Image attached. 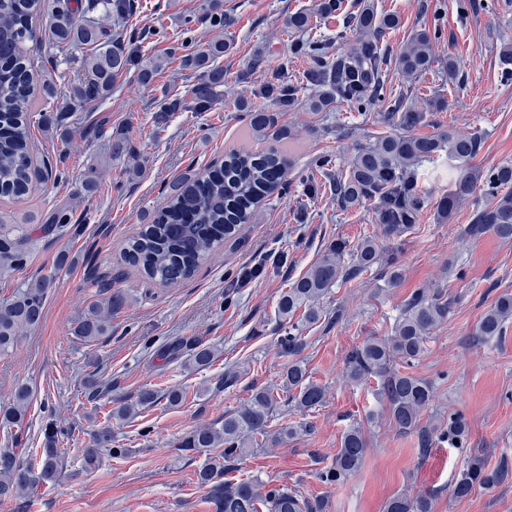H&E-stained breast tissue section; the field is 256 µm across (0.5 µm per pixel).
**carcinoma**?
<instances>
[{"label":"carcinoma","instance_id":"1","mask_svg":"<svg viewBox=\"0 0 512 512\" xmlns=\"http://www.w3.org/2000/svg\"><path fill=\"white\" fill-rule=\"evenodd\" d=\"M46 0H0V197L21 198L29 195L52 175L50 162L38 167L30 155L32 147L31 107L34 95L53 99L57 85L46 79L35 88L34 59L26 42L32 38V19L42 12ZM131 12L129 0H57L51 13L50 30L55 46L65 51L72 46L87 48L82 62V77L72 86L69 101L59 114L41 115V125L58 127L64 114L85 108L94 111L112 94V87L127 73L133 59L120 36L111 33L94 15L122 17ZM206 16L210 28L224 29L229 20L224 15L223 0H209ZM397 24L393 15L378 12L376 0H360L357 13L347 21L340 37L352 36L351 54L336 61L333 69L314 68L317 93L308 99L314 113L334 107L340 100L374 105L381 101L385 77L392 69L406 80H416L440 62L434 50L435 36L425 28L415 30L393 54L382 50L386 31ZM288 29L304 35L296 44L298 54H315L321 40L312 37L317 23L305 11L285 19ZM231 49V42L218 37L204 43L170 48L168 54L148 59L140 69L138 83L152 84L171 61L179 68L205 70L207 79L192 89L195 109L212 107L218 88L224 86V68L219 59ZM386 132L368 134L358 145L343 169L333 170L331 159L323 158L321 168L331 194L343 209L370 201L375 204V223L380 235L365 236L350 244L338 239L327 245L316 260L279 296L276 312L281 334L277 345L288 357L280 374L281 387L288 392L284 403L300 411H311L324 404L326 389L310 379L299 358L306 343L304 330L330 319L324 300L331 288L355 280L377 267L383 287H399L403 273L394 256L383 257L378 237L399 238L411 232L419 216L429 205L422 184L430 171L428 165L442 161L448 166L450 187L436 203L437 220L446 223L461 205L481 191L489 203L471 213L464 234L479 238L492 233L503 241H512V165L483 171L471 162L482 151L485 141L478 133L456 135L449 130L421 134L426 113L413 108L399 96L384 112ZM251 138L259 143L291 140L292 130L279 123L278 116L254 110L250 118ZM112 157L133 156L129 139L112 137ZM293 165L289 154L276 146L251 151L229 150L224 160L204 171L180 175L169 187L166 204L147 213L140 231L124 248L126 263L162 288L176 286L192 278L197 270L224 242L237 238L241 229L252 222L259 203L281 192L285 176ZM44 232L76 226L73 210L55 209L44 221ZM30 238L28 223L0 215V269H16L26 263L23 245ZM51 277L24 283L12 294L0 299V354L12 351L24 332L38 327L44 317L46 294ZM95 294L79 316L73 334L87 344L105 336L112 327V315L121 312L126 298L112 289V280H94ZM448 316V301L438 290L418 288L408 298L396 319L391 334L371 337L353 348L345 361L348 381L364 384L378 381V394L387 403L388 415L403 434L417 437L418 452L427 453L437 439L462 447L468 425L460 415L448 417V423L428 426L421 423L423 413L435 397L433 385L417 376L393 368L400 360L411 364L427 349L433 332ZM512 320V295L504 294L492 302L480 319L476 335L485 341L503 336ZM211 346L193 344L187 352L186 365L193 371L208 369L214 359ZM168 405H180L185 395L172 389L161 395L151 386H143L134 401L116 409L123 418H132L151 408L160 398ZM32 400V390L18 384L11 402L0 408V427L22 426ZM278 398L271 388H255L238 409L213 422L200 424L182 436L179 448L190 459H202L194 471L195 482L206 493L213 512H323L320 500H309L286 486L264 488L252 480L234 481L226 474L253 453L255 448L276 444L295 433L283 426L270 431ZM71 433L49 424L43 448L35 458L24 460L13 448H0V500L27 494L34 487L56 479L65 469V449L59 447ZM368 447L359 427L347 430L331 465L321 469L318 478L330 485H341L359 470ZM126 448L112 447V430L100 429L93 442L79 449L85 469L96 468L104 458L123 456ZM509 476L508 464L490 468L475 459L457 478L452 493L468 496L475 488L489 489ZM386 512H432L431 497L426 494L401 493L393 497Z\"/></svg>","mask_w":512,"mask_h":512}]
</instances>
